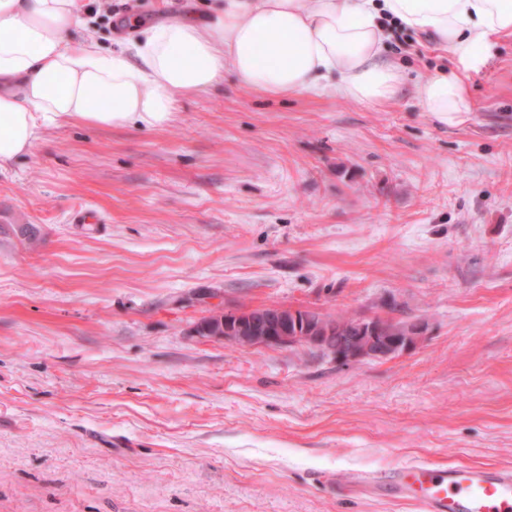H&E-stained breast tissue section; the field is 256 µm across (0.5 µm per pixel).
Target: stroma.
Returning a JSON list of instances; mask_svg holds the SVG:
<instances>
[{
    "label": "stroma",
    "instance_id": "1",
    "mask_svg": "<svg viewBox=\"0 0 512 512\" xmlns=\"http://www.w3.org/2000/svg\"><path fill=\"white\" fill-rule=\"evenodd\" d=\"M208 8L80 0L73 37ZM385 57V105L228 72L164 129L51 127L0 168V512H417L407 463L512 468V40L456 125L419 97L450 51L397 29ZM391 298L428 331L381 361L197 331Z\"/></svg>",
    "mask_w": 512,
    "mask_h": 512
}]
</instances>
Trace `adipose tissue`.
<instances>
[{
	"mask_svg": "<svg viewBox=\"0 0 512 512\" xmlns=\"http://www.w3.org/2000/svg\"><path fill=\"white\" fill-rule=\"evenodd\" d=\"M385 17L450 49L452 72L429 78L420 102L462 122L467 78L494 40L512 37V0H215L206 15L150 25L116 54L92 37L70 42L78 0H0V167L64 123L164 128L178 96L208 91L228 69L272 97L331 90L389 102L403 75L382 57Z\"/></svg>",
	"mask_w": 512,
	"mask_h": 512,
	"instance_id": "obj_1",
	"label": "adipose tissue"
}]
</instances>
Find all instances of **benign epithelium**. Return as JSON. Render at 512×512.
Masks as SVG:
<instances>
[{
    "label": "benign epithelium",
    "mask_w": 512,
    "mask_h": 512,
    "mask_svg": "<svg viewBox=\"0 0 512 512\" xmlns=\"http://www.w3.org/2000/svg\"><path fill=\"white\" fill-rule=\"evenodd\" d=\"M213 319L222 323V331L212 337L243 348L305 345L342 363L383 360L408 352L419 345L427 330L425 321L414 319L398 335L388 336L375 317L361 316L338 325L334 318L321 313L301 317L298 311L283 307L231 311Z\"/></svg>",
    "instance_id": "benign-epithelium-1"
}]
</instances>
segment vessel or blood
Listing matches in <instances>:
<instances>
[{"instance_id":"vessel-or-blood-1","label":"vessel or blood","mask_w":512,"mask_h":512,"mask_svg":"<svg viewBox=\"0 0 512 512\" xmlns=\"http://www.w3.org/2000/svg\"><path fill=\"white\" fill-rule=\"evenodd\" d=\"M400 481L419 512H512V469L419 461L403 466Z\"/></svg>"}]
</instances>
